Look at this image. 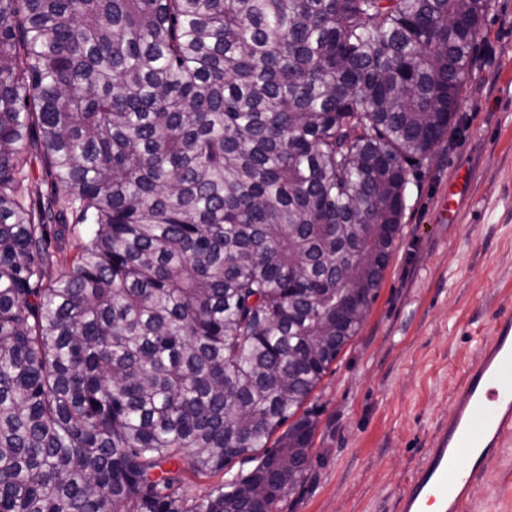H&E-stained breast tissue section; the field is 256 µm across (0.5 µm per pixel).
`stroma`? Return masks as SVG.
<instances>
[{
  "mask_svg": "<svg viewBox=\"0 0 512 512\" xmlns=\"http://www.w3.org/2000/svg\"><path fill=\"white\" fill-rule=\"evenodd\" d=\"M454 131L409 170L397 246L357 336L305 402L304 482L279 512H396L454 387L512 311V0H493ZM22 192L51 193L44 149ZM465 512H512V437Z\"/></svg>",
  "mask_w": 512,
  "mask_h": 512,
  "instance_id": "stroma-1",
  "label": "stroma"
}]
</instances>
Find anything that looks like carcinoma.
Wrapping results in <instances>:
<instances>
[{
	"label": "carcinoma",
	"mask_w": 512,
	"mask_h": 512,
	"mask_svg": "<svg viewBox=\"0 0 512 512\" xmlns=\"http://www.w3.org/2000/svg\"><path fill=\"white\" fill-rule=\"evenodd\" d=\"M491 9L0 0V512H278ZM30 140L56 189L36 206ZM260 448L200 500L164 469ZM68 230L65 232V239L62 242H55L53 238V229H50V237L52 240V249L55 252V265L51 270V276L54 278L60 272L68 271L71 267V258L74 253V244L76 238L80 234L81 226L75 225V217L72 215L68 216L67 219Z\"/></svg>",
	"instance_id": "obj_1"
}]
</instances>
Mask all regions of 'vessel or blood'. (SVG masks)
I'll list each match as a JSON object with an SVG mask.
<instances>
[{
    "mask_svg": "<svg viewBox=\"0 0 512 512\" xmlns=\"http://www.w3.org/2000/svg\"><path fill=\"white\" fill-rule=\"evenodd\" d=\"M512 433V315L496 317L490 341L455 389L398 512H461L473 486Z\"/></svg>",
    "mask_w": 512,
    "mask_h": 512,
    "instance_id": "vessel-or-blood-1",
    "label": "vessel or blood"
}]
</instances>
